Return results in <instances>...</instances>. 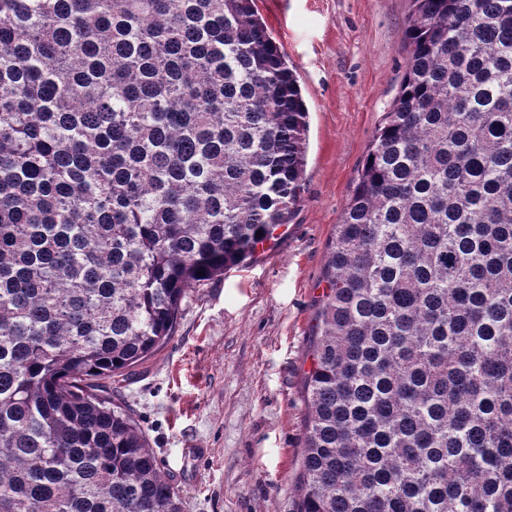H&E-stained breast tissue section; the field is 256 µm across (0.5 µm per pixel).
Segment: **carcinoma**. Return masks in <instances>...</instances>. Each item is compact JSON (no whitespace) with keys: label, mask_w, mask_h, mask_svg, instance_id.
<instances>
[{"label":"carcinoma","mask_w":512,"mask_h":512,"mask_svg":"<svg viewBox=\"0 0 512 512\" xmlns=\"http://www.w3.org/2000/svg\"><path fill=\"white\" fill-rule=\"evenodd\" d=\"M324 271L299 512H512V0H411ZM308 109L256 0H0V512H181L112 406L280 239Z\"/></svg>","instance_id":"obj_1"}]
</instances>
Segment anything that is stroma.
Listing matches in <instances>:
<instances>
[{
    "label": "stroma",
    "mask_w": 512,
    "mask_h": 512,
    "mask_svg": "<svg viewBox=\"0 0 512 512\" xmlns=\"http://www.w3.org/2000/svg\"><path fill=\"white\" fill-rule=\"evenodd\" d=\"M309 116L301 194L256 262L188 290L176 332L112 402L145 432L183 512H298L305 374L325 265L400 89L409 0H257ZM209 449L187 460L185 447Z\"/></svg>",
    "instance_id": "35a3bbf8"
}]
</instances>
